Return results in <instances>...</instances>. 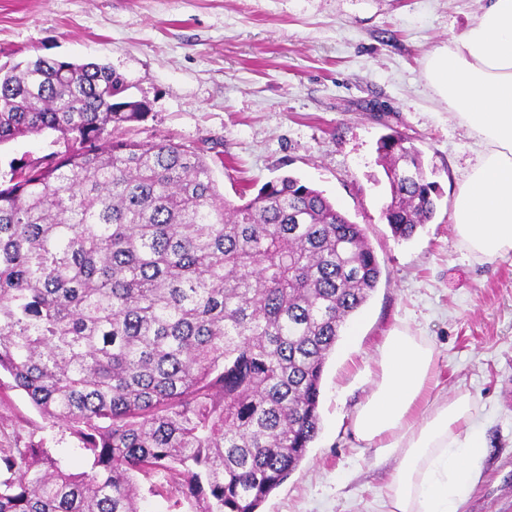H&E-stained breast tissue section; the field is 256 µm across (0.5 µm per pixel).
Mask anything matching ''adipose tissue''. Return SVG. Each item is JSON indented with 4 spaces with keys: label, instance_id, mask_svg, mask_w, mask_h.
Wrapping results in <instances>:
<instances>
[{
    "label": "adipose tissue",
    "instance_id": "adipose-tissue-1",
    "mask_svg": "<svg viewBox=\"0 0 512 512\" xmlns=\"http://www.w3.org/2000/svg\"><path fill=\"white\" fill-rule=\"evenodd\" d=\"M435 94L480 150L454 208V228L478 257L512 252V0H487L465 33L425 62ZM434 349L403 329L385 337L374 387L354 433L379 462L396 460L388 512H460L486 454L465 393L432 399Z\"/></svg>",
    "mask_w": 512,
    "mask_h": 512
}]
</instances>
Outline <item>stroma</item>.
I'll list each match as a JSON object with an SVG mask.
<instances>
[{
	"mask_svg": "<svg viewBox=\"0 0 512 512\" xmlns=\"http://www.w3.org/2000/svg\"><path fill=\"white\" fill-rule=\"evenodd\" d=\"M483 0H0V66L37 57L112 67L149 101L126 138L205 150L230 202L284 175L322 190L360 224L381 278L330 353L320 431L260 512H387L393 462L377 463L353 424L378 349L394 328L433 346L437 386L469 393L487 441L467 512H512V253L479 258L452 224L477 145L424 76ZM409 136L441 193L433 221L408 240L381 218L390 193L376 151ZM60 133L0 145L10 164L64 152ZM44 440L80 462L78 443L0 374V446Z\"/></svg>",
	"mask_w": 512,
	"mask_h": 512,
	"instance_id": "stroma-1",
	"label": "stroma"
}]
</instances>
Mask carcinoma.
<instances>
[{"label":"carcinoma","mask_w":512,"mask_h":512,"mask_svg":"<svg viewBox=\"0 0 512 512\" xmlns=\"http://www.w3.org/2000/svg\"><path fill=\"white\" fill-rule=\"evenodd\" d=\"M150 103L112 67L0 69V144L57 131L0 189V371L78 442L0 447V512H258L320 429L326 360L381 276L360 225L288 175L230 204L201 150L121 138ZM111 139L104 140V135ZM392 235L432 221L420 152L379 140Z\"/></svg>","instance_id":"carcinoma-1"}]
</instances>
